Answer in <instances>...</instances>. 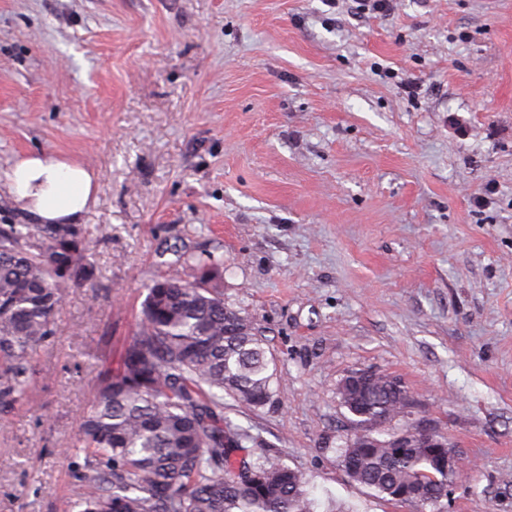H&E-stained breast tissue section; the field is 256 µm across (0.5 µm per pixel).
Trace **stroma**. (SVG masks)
<instances>
[{"instance_id":"1","label":"stroma","mask_w":512,"mask_h":512,"mask_svg":"<svg viewBox=\"0 0 512 512\" xmlns=\"http://www.w3.org/2000/svg\"><path fill=\"white\" fill-rule=\"evenodd\" d=\"M37 150L97 176L95 285L0 408V512H68L147 284L210 255L277 369L224 401L237 457L305 472L312 512H410L340 461L338 384L378 370L468 461L445 512H512V0H0V175Z\"/></svg>"}]
</instances>
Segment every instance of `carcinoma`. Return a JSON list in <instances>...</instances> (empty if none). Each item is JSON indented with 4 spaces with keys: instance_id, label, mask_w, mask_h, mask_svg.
Returning a JSON list of instances; mask_svg holds the SVG:
<instances>
[{
    "instance_id": "carcinoma-1",
    "label": "carcinoma",
    "mask_w": 512,
    "mask_h": 512,
    "mask_svg": "<svg viewBox=\"0 0 512 512\" xmlns=\"http://www.w3.org/2000/svg\"><path fill=\"white\" fill-rule=\"evenodd\" d=\"M192 280L146 286L141 319L119 368L103 375L77 426L81 457L71 512H309L302 471L269 457L232 459L246 433L224 419V396L254 408L276 375L265 338L224 306L223 262H196ZM92 245L81 224L0 226V406L25 398L32 361L54 335L70 289L92 284ZM358 395L366 447L344 445L351 479L400 506L439 512L448 487L446 448L408 435L393 448L379 427L409 415L397 378L374 371Z\"/></svg>"
}]
</instances>
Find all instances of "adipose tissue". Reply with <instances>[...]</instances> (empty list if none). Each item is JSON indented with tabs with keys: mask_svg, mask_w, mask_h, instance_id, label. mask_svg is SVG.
I'll return each mask as SVG.
<instances>
[{
	"mask_svg": "<svg viewBox=\"0 0 512 512\" xmlns=\"http://www.w3.org/2000/svg\"><path fill=\"white\" fill-rule=\"evenodd\" d=\"M7 192L41 224H77L97 199L95 173L66 157L32 151L5 175Z\"/></svg>",
	"mask_w": 512,
	"mask_h": 512,
	"instance_id": "adipose-tissue-1",
	"label": "adipose tissue"
}]
</instances>
